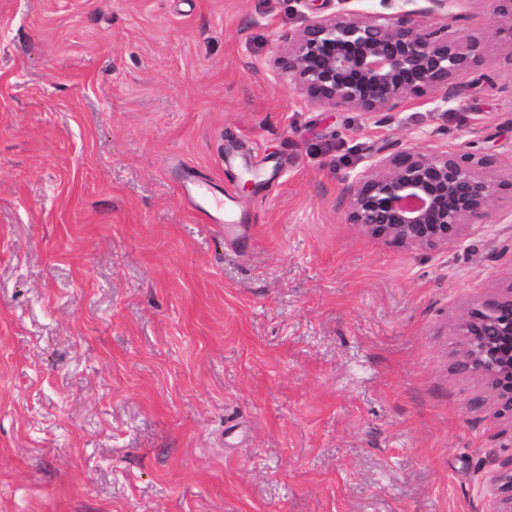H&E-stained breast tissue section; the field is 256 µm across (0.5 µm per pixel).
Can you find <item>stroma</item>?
I'll return each instance as SVG.
<instances>
[{
	"label": "stroma",
	"instance_id": "stroma-1",
	"mask_svg": "<svg viewBox=\"0 0 512 512\" xmlns=\"http://www.w3.org/2000/svg\"><path fill=\"white\" fill-rule=\"evenodd\" d=\"M335 8L0 0V512H496L512 415L455 364L512 192L411 248L344 188L396 142L511 182L512 62L491 33L455 103L335 112L274 64Z\"/></svg>",
	"mask_w": 512,
	"mask_h": 512
}]
</instances>
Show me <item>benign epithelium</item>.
<instances>
[{
	"label": "benign epithelium",
	"instance_id": "7a95c632",
	"mask_svg": "<svg viewBox=\"0 0 512 512\" xmlns=\"http://www.w3.org/2000/svg\"><path fill=\"white\" fill-rule=\"evenodd\" d=\"M350 2L336 0L334 12L288 33L275 59L278 76L312 103L382 121L411 99L446 105L466 91L462 77H488L481 47L490 32L503 39L512 62V0H495L484 27L462 39L448 36L455 0H429L421 13L405 9L411 0H380L390 10L381 15ZM484 165L474 152L381 148L349 177L348 223L408 247L446 246L464 225L485 223L503 190ZM459 332L460 369L481 376L501 411L512 414V286L463 315ZM497 484V512H512V462Z\"/></svg>",
	"mask_w": 512,
	"mask_h": 512
}]
</instances>
